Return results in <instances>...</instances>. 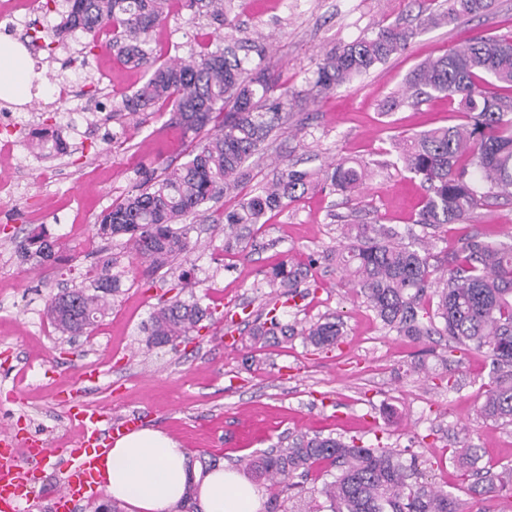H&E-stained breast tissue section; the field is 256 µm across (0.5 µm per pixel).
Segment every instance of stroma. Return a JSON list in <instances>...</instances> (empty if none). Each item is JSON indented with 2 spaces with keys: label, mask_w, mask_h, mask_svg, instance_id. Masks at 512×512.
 <instances>
[{
  "label": "stroma",
  "mask_w": 512,
  "mask_h": 512,
  "mask_svg": "<svg viewBox=\"0 0 512 512\" xmlns=\"http://www.w3.org/2000/svg\"><path fill=\"white\" fill-rule=\"evenodd\" d=\"M428 12L427 0H236L229 27L237 37L264 39L263 66L288 102L286 123L249 159L239 194L271 179L279 155L301 169L364 160L373 173L353 195L317 189L269 213L256 227L252 251H225L216 219L236 200L223 197L196 222L199 247L170 262L162 276L122 239H100L94 224L139 184L141 169L182 163L190 141L157 115L144 123L135 116L113 121V107L143 78L109 48L81 66L75 57L83 34L52 55L28 46L40 79L30 88L22 125L7 134L11 151L0 154V179L20 186L0 200V429L18 427L53 448L74 441L75 428L57 400L62 393L115 417L142 414L145 427L178 441L190 462L207 452L237 470L290 434L358 438L415 457L423 481L457 496L468 512H512V495H470V478L448 458L449 449L473 445L482 450V466L512 469V424L479 411L489 360L478 352L447 354V367L436 368L447 337L414 342L385 328L328 259L343 242L345 224L377 220L403 229L421 206L424 187L394 166L392 143L449 124L455 105L438 97L383 113L405 76L456 43L512 32V0H493L488 12L439 28L422 27ZM378 23L413 27L417 35L406 52L351 84L313 91L319 59ZM214 36L213 26L195 23L193 12L174 0L152 46L164 59L175 47ZM76 77L97 88L79 117L80 136L71 135L57 95ZM42 127L66 139L67 154L46 159L32 150L30 132ZM38 227L59 244V262L43 270L17 248ZM475 235L512 241V196L488 199L467 223L428 230L431 264L447 268ZM113 255L124 272L120 293L90 336L61 340L44 314L47 298L86 284L87 271ZM284 261L312 266L299 295L286 301L284 321L299 328L342 322L338 347L317 350L298 336L251 342V323L265 321L275 302L266 274ZM185 271L190 285L182 290L177 283ZM192 294L210 307L214 325L175 349L147 346L144 326L153 309ZM81 365L98 369L95 382L73 377Z\"/></svg>",
  "instance_id": "1"
}]
</instances>
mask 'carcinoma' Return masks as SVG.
I'll use <instances>...</instances> for the list:
<instances>
[{
    "mask_svg": "<svg viewBox=\"0 0 512 512\" xmlns=\"http://www.w3.org/2000/svg\"><path fill=\"white\" fill-rule=\"evenodd\" d=\"M447 7L425 17L436 27L467 19L487 10L493 0H445ZM233 0H188L211 25H224ZM62 6V21L46 33L29 25L31 42L44 41L49 50L67 47L66 34L81 30L88 41L84 56L106 46L124 64L143 71L145 82L121 98L119 111L167 112L169 124L191 138L186 160L166 165L137 185L100 219L102 238L125 239L130 252L155 269L193 249L191 232L202 206L236 192L248 177L245 162L255 155L270 133L282 125L284 102L272 98L276 82L254 63L252 47L224 39L208 41L187 57L158 62L151 48V32L169 15V0H44L50 12ZM416 30L378 26L370 35L325 54L314 72V86L330 91L350 83L390 56L405 51ZM406 92L419 103L443 96L457 102L456 112L467 122L442 126L404 137L398 160L404 171L420 178L426 195L415 223L426 226L461 224L494 195H512V35L476 38L442 56L418 64L406 77ZM40 151L64 154L67 147L49 130L33 132ZM368 176L367 166L344 160L332 170L312 172L284 165L258 191L240 198L224 212V247H256L254 227L268 213L294 201L319 184L333 192L354 193ZM346 243L330 259L359 288L366 303L385 326L415 341L448 336V351H483L491 364L480 412L485 418L512 423V242L473 237L465 243L460 262L433 276L429 256L415 243L403 242L392 225L375 221L349 224ZM21 253L36 266L58 261L57 243L34 233ZM111 260L94 275L90 286L64 288L45 303L44 313L63 336L89 335L103 315L107 297L121 290L120 273H111ZM308 270L282 263L272 269L268 285L294 297ZM436 298L435 308L425 306ZM267 323L255 325L253 340L298 334L317 348L336 345L343 336L340 324L316 322L296 330L281 324L276 309ZM213 320L200 300L174 298L160 303L144 327L148 344L177 347ZM481 449H450L449 459L464 472L478 468ZM336 468L321 494L331 512H463L461 501L442 488L410 482L412 464L402 453L384 446L346 443L332 436L295 435L249 460L251 475L275 489L270 512H281L280 495L298 471L316 464ZM512 491L509 479L489 469L468 487L481 495L491 489Z\"/></svg>",
    "mask_w": 512,
    "mask_h": 512,
    "instance_id": "obj_1",
    "label": "carcinoma"
}]
</instances>
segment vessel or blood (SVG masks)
<instances>
[{
  "label": "vessel or blood",
  "instance_id": "obj_1",
  "mask_svg": "<svg viewBox=\"0 0 512 512\" xmlns=\"http://www.w3.org/2000/svg\"><path fill=\"white\" fill-rule=\"evenodd\" d=\"M67 416L77 430L74 444L52 449L45 442L12 429L0 431V512H32L33 485L41 461L51 455L63 462V478L50 499L54 512H75L101 493L99 464L114 439L138 430L139 416L121 420L86 404L67 402Z\"/></svg>",
  "mask_w": 512,
  "mask_h": 512
}]
</instances>
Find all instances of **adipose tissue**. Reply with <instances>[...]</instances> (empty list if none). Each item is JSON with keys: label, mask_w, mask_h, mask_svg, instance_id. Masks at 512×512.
Returning a JSON list of instances; mask_svg holds the SVG:
<instances>
[{"label": "adipose tissue", "mask_w": 512, "mask_h": 512, "mask_svg": "<svg viewBox=\"0 0 512 512\" xmlns=\"http://www.w3.org/2000/svg\"><path fill=\"white\" fill-rule=\"evenodd\" d=\"M33 68L24 46L0 37V100L22 99ZM106 495L129 512H173L189 482H196L204 512H262L263 495L235 471L216 468L192 478L179 442L143 428L117 439L100 466Z\"/></svg>", "instance_id": "obj_1"}]
</instances>
